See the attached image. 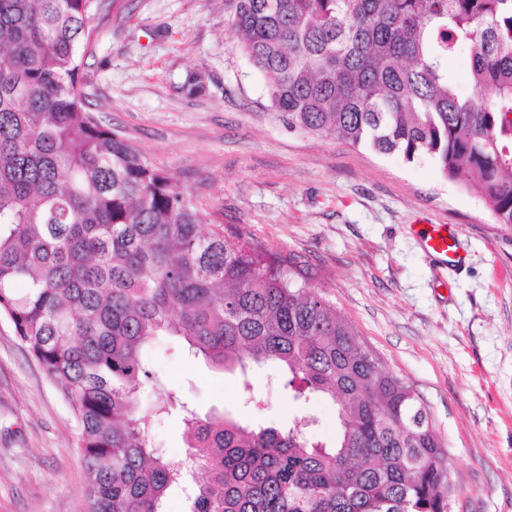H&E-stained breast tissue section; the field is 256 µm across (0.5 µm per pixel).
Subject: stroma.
<instances>
[{
	"label": "stroma",
	"instance_id": "obj_1",
	"mask_svg": "<svg viewBox=\"0 0 512 512\" xmlns=\"http://www.w3.org/2000/svg\"><path fill=\"white\" fill-rule=\"evenodd\" d=\"M79 87L218 224L308 261L324 292L423 397L448 446L453 512H512V226L426 158L409 163L289 128L237 48L224 0H101ZM450 224L462 269L434 261L411 227ZM199 414L251 424L309 418L336 436L331 401L289 400L275 368L242 384L184 356L148 353ZM77 423L56 385L0 319V512H74L85 490Z\"/></svg>",
	"mask_w": 512,
	"mask_h": 512
}]
</instances>
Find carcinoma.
Here are the masks:
<instances>
[{"label":"carcinoma","instance_id":"cac0c4a2","mask_svg":"<svg viewBox=\"0 0 512 512\" xmlns=\"http://www.w3.org/2000/svg\"><path fill=\"white\" fill-rule=\"evenodd\" d=\"M99 0H0V318L62 390L87 486L75 512H452L444 439L295 255L213 224L88 111L80 49ZM237 44L288 126L429 158L512 225V0H224ZM469 43L476 95L448 57ZM174 339L239 373L277 366L295 402L338 408L336 438L298 420L200 414L146 352ZM157 415L184 426L176 461Z\"/></svg>","mask_w":512,"mask_h":512}]
</instances>
